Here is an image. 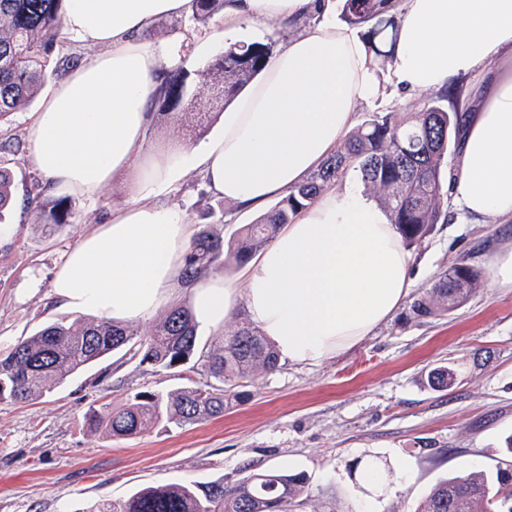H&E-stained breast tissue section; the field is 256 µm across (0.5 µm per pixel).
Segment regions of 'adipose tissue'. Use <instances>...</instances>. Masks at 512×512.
<instances>
[{"mask_svg": "<svg viewBox=\"0 0 512 512\" xmlns=\"http://www.w3.org/2000/svg\"><path fill=\"white\" fill-rule=\"evenodd\" d=\"M331 2L228 0L217 27L149 46L139 33L193 14L195 0H65L66 42L100 52L35 112L31 161L62 193L91 198L117 176L130 177L134 193L66 253L52 281L59 310L127 323L182 302L199 326L218 331L242 309L279 360L320 364L352 350L393 318L414 284L411 254L369 198L328 189L235 275L204 273L187 284L194 226L165 199L196 170L212 194L262 209L335 152L360 105L477 74L480 92L462 96L453 192L470 214L512 218V0H400L384 81L355 29L313 21ZM270 23L292 35L225 112L221 133L146 154L155 120L146 101L158 72L194 70L244 30Z\"/></svg>", "mask_w": 512, "mask_h": 512, "instance_id": "adipose-tissue-1", "label": "adipose tissue"}]
</instances>
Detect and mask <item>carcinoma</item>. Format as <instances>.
Here are the masks:
<instances>
[{
    "label": "carcinoma",
    "instance_id": "obj_1",
    "mask_svg": "<svg viewBox=\"0 0 512 512\" xmlns=\"http://www.w3.org/2000/svg\"><path fill=\"white\" fill-rule=\"evenodd\" d=\"M341 19L366 39L374 64L387 67L398 38L396 0H338ZM225 0H196L194 27H205L224 10ZM65 0H0V126L26 108L50 78H59L74 63L59 56ZM271 45L243 42L209 64L203 81L193 84L192 73L176 68L156 76L149 108L162 116L188 108L187 101L217 76L224 97L217 109L200 112L190 135L205 128L266 66ZM447 91L409 118L394 112H371L343 148L312 171L298 186L274 203L254 223L245 225L229 243L205 229L184 258V282L225 263L242 265L263 251L283 224L291 223L349 169L359 172L367 189L394 224L402 243L421 242L433 226L448 220L442 177L448 147L456 141L461 113L445 102ZM13 172L0 165V216L12 206ZM42 194L27 198L37 224L56 227L69 223L71 202L58 196L47 204ZM479 273L463 264L444 271L426 295L415 302L417 317H434L464 303L476 290ZM123 347L133 349L140 362L158 371L190 365V370L214 382L186 386L167 395L142 392L122 409L89 407V426L113 439L141 435L160 423L178 427L201 424L224 415L231 401L246 397L237 388L278 365L277 353L249 321L236 323L219 342L200 345L189 311L170 307L148 329L110 319L52 322L0 356V402L39 398L52 383L60 384L90 364ZM457 370L440 365L430 371L429 385L448 389ZM502 459L493 468L456 471L435 485L416 512H490L494 500L512 498V434L504 439ZM307 491L303 472H253L236 485L172 483L136 490L127 498L97 505L90 512H291Z\"/></svg>",
    "mask_w": 512,
    "mask_h": 512
}]
</instances>
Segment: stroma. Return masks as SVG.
<instances>
[{
	"label": "stroma",
	"mask_w": 512,
	"mask_h": 512,
	"mask_svg": "<svg viewBox=\"0 0 512 512\" xmlns=\"http://www.w3.org/2000/svg\"><path fill=\"white\" fill-rule=\"evenodd\" d=\"M200 172L172 187L167 200L196 230L232 238L255 213L206 193ZM207 195L211 218L195 203ZM130 186L116 177L94 198L72 196L69 224L36 225L22 205L0 217V354L43 324L65 319L52 278L81 232L102 223ZM448 221L411 247L415 285L409 303L354 349L321 365L279 363L248 380L247 401L220 418L184 428L158 425L115 440L92 431L89 407L118 408L140 392L160 395L204 383L199 374L156 371L121 350L25 404L0 403V512H90L104 501L168 483L231 486L248 471L305 472L307 495L294 512H415L449 473L491 467L512 434V289L480 281L442 315L414 317L440 274L462 263L484 271L494 248L512 241V220H478L447 196ZM459 367L457 383L436 391L428 372ZM376 463L387 482L369 484Z\"/></svg>",
	"instance_id": "stroma-1"
}]
</instances>
